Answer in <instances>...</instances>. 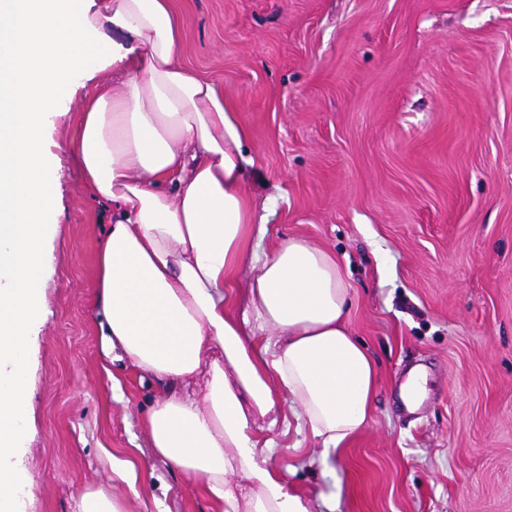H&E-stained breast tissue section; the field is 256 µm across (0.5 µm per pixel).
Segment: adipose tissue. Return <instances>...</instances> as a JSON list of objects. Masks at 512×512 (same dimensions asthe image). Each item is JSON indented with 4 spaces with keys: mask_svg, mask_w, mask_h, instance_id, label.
I'll use <instances>...</instances> for the list:
<instances>
[{
    "mask_svg": "<svg viewBox=\"0 0 512 512\" xmlns=\"http://www.w3.org/2000/svg\"><path fill=\"white\" fill-rule=\"evenodd\" d=\"M107 28L122 41L98 40ZM181 46L172 0H0V512L20 482L26 346L60 218L46 124L77 94L76 70L94 87L81 95L79 163L112 206L99 326L116 360L163 389L146 418L153 456L224 512H316L270 467L261 423L290 407L330 460L370 419L377 370L346 325L340 262L296 237L259 252L239 105L181 64ZM107 68L111 84H95Z\"/></svg>",
    "mask_w": 512,
    "mask_h": 512,
    "instance_id": "ef3b65f1",
    "label": "adipose tissue"
}]
</instances>
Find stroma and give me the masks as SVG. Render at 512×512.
Segmentation results:
<instances>
[{
    "label": "stroma",
    "mask_w": 512,
    "mask_h": 512,
    "mask_svg": "<svg viewBox=\"0 0 512 512\" xmlns=\"http://www.w3.org/2000/svg\"><path fill=\"white\" fill-rule=\"evenodd\" d=\"M182 60L241 106L263 251L336 254L348 326L378 369L373 414L337 460L290 410L271 466L322 512H512V0H173ZM46 150L62 214L28 345L14 512H224L152 457L157 382L107 357L94 306L109 205L83 184L78 99ZM425 391L408 411L414 366ZM136 462L128 486L113 459ZM78 507V512H127L122 502L102 488L86 491Z\"/></svg>",
    "instance_id": "35a3bbf8"
}]
</instances>
